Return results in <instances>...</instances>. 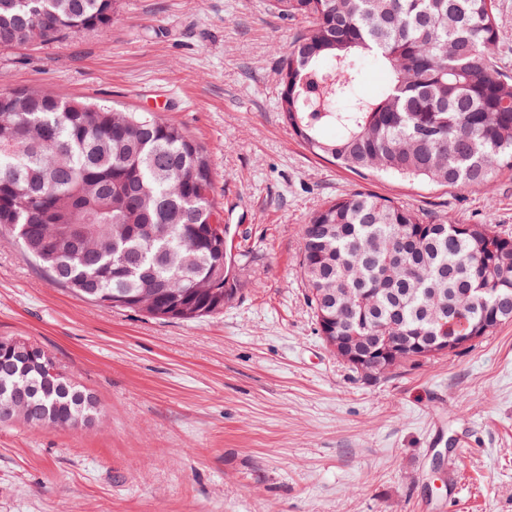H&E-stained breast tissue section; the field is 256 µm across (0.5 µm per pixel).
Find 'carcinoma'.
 I'll list each match as a JSON object with an SVG mask.
<instances>
[{"label":"carcinoma","mask_w":512,"mask_h":512,"mask_svg":"<svg viewBox=\"0 0 512 512\" xmlns=\"http://www.w3.org/2000/svg\"><path fill=\"white\" fill-rule=\"evenodd\" d=\"M118 0H0V49L117 20ZM309 22L282 60L278 111L310 153L353 173L448 188L493 186L512 171V71L496 50L494 0H276ZM389 75L376 96L361 62ZM334 136H327L328 132ZM207 149L148 112L0 93V229L50 280L97 305L159 320L219 314L236 294ZM389 197L351 193L302 225L299 271L317 332L426 344L468 332L466 288H499L495 326L512 322V235L488 220L450 233ZM0 338V423L91 424L95 396L63 370L26 367ZM456 354V351L449 352ZM445 351L406 350L377 378Z\"/></svg>","instance_id":"1"}]
</instances>
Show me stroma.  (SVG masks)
Returning <instances> with one entry per match:
<instances>
[{
    "label": "stroma",
    "instance_id": "stroma-1",
    "mask_svg": "<svg viewBox=\"0 0 512 512\" xmlns=\"http://www.w3.org/2000/svg\"><path fill=\"white\" fill-rule=\"evenodd\" d=\"M119 14L0 49V91L181 124L210 154L238 292L199 321L113 310L0 233V338L51 352L104 411L76 429L0 424V512H512V324L369 380L318 335L298 265L302 224L355 191L512 231V172L448 188L310 154L277 109L302 24L273 0H120Z\"/></svg>",
    "mask_w": 512,
    "mask_h": 512
}]
</instances>
